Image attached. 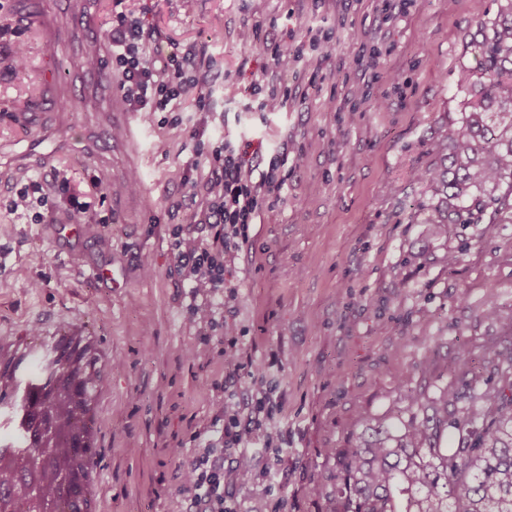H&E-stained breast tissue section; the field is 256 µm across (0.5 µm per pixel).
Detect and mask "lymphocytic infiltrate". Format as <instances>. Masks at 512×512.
Here are the masks:
<instances>
[{"label":"lymphocytic infiltrate","mask_w":512,"mask_h":512,"mask_svg":"<svg viewBox=\"0 0 512 512\" xmlns=\"http://www.w3.org/2000/svg\"><path fill=\"white\" fill-rule=\"evenodd\" d=\"M106 37V65L121 74L118 89L128 111L148 120L158 112L181 111L188 101L196 111H210L215 91L200 78L194 49L170 47L159 29L145 23L140 0H113ZM189 139L192 158L184 169L183 184L194 221L173 228L172 247L177 275L191 282L194 294L208 298L224 286L225 256L237 252L249 224L279 202L287 180L288 149L280 147L259 165L249 159L246 146L223 140L205 145L196 129ZM69 184L57 169L46 178L29 177L7 210L33 215L38 222L43 219L41 207L47 205L64 208L73 218L88 216L92 199L103 195L99 182L91 181L79 196L70 193ZM199 224L213 229L209 244L194 237ZM242 443V432L229 428L204 442L186 474L189 512H232L227 505L229 487L248 480L252 472V457L242 451ZM228 448L237 451L229 460L224 457Z\"/></svg>","instance_id":"lymphocytic-infiltrate-1"}]
</instances>
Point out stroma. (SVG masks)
I'll list each match as a JSON object with an SVG mask.
<instances>
[{"instance_id": "stroma-1", "label": "stroma", "mask_w": 512, "mask_h": 512, "mask_svg": "<svg viewBox=\"0 0 512 512\" xmlns=\"http://www.w3.org/2000/svg\"><path fill=\"white\" fill-rule=\"evenodd\" d=\"M54 2L0 0V252L10 259L0 336L36 325L48 343L59 326L81 324L111 350L96 401L98 512H186L184 472L227 399L253 428V474L232 489L234 512H331L333 451L355 447L365 420L392 409L409 420L411 390L460 380V352L477 370L512 345V213L489 235L479 224L432 235L416 221L426 196L410 178L459 109L458 72L477 60L470 34L497 0H406L387 21L379 0H194L189 12L181 0H144L148 22L194 46L201 78L224 95L210 112L138 121L133 163L121 148L106 161L85 150L99 110L71 102L69 76L84 60L60 43L68 22ZM258 21L270 39L304 47L301 71L276 73L246 37ZM314 32L330 37L327 61L308 48ZM18 41L30 50L22 72L4 52ZM267 80L287 85V101L267 106L257 92ZM40 97L52 104L47 122L15 126L12 113ZM192 127L207 143L241 137L251 152L289 155L282 200L227 263L207 326L190 320L201 299L171 250L172 228L190 218L180 201ZM34 135L73 184L107 188L97 214L111 248L91 238L78 257L61 254L40 225L7 212L40 168L25 154ZM82 260L122 266L124 283L96 287L77 273ZM230 347L241 355L233 372ZM254 363L264 380L252 379Z\"/></svg>"}]
</instances>
